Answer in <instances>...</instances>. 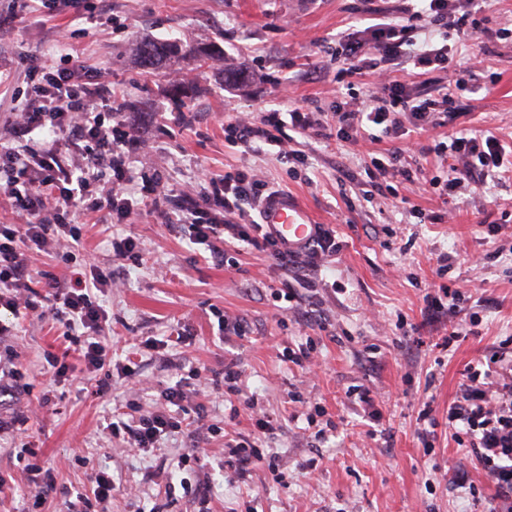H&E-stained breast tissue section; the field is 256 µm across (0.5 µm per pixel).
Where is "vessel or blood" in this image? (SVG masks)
I'll return each mask as SVG.
<instances>
[{"label":"vessel or blood","mask_w":512,"mask_h":512,"mask_svg":"<svg viewBox=\"0 0 512 512\" xmlns=\"http://www.w3.org/2000/svg\"><path fill=\"white\" fill-rule=\"evenodd\" d=\"M260 222L281 250L291 255L306 254L321 230L308 208L285 191L276 192L264 200L260 207Z\"/></svg>","instance_id":"1"}]
</instances>
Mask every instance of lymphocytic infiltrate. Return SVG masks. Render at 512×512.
<instances>
[{
	"instance_id": "1",
	"label": "lymphocytic infiltrate",
	"mask_w": 512,
	"mask_h": 512,
	"mask_svg": "<svg viewBox=\"0 0 512 512\" xmlns=\"http://www.w3.org/2000/svg\"><path fill=\"white\" fill-rule=\"evenodd\" d=\"M367 16L364 29L344 33L337 40V58L344 66L336 82L362 79L361 92L348 106L333 113L294 108L260 116L237 118L224 124V140L233 147H277L289 166L304 163L298 151L285 147L284 130L304 135L334 129L337 140L356 143L379 127L382 137L399 145L371 160L367 174L375 188L393 182H413L424 174L423 159L435 156L438 165L427 183L438 196L470 190L474 183L496 180L512 171V152L497 136L451 134L441 138L435 129L456 117L454 97L445 89L421 95L400 71L422 76L448 67L449 37L475 41L483 35L486 0H420L397 17L359 0ZM68 41H61L60 64H33L24 89L12 93L13 119L0 135V206L16 216L0 226V336L11 335L14 318L34 313L63 328L62 356L52 357L51 382L72 379L74 372L95 378L112 365L104 341L109 315L97 293L111 287L115 274L99 264L83 246L78 217L100 216L109 224H123L133 212L131 198L136 175L126 161L137 133L115 119L109 100L114 93L98 75L74 58ZM432 133L431 144L412 146L413 135ZM209 191L183 200L179 208L161 209L164 224L178 225L192 244L211 258L247 246L271 256L277 269L296 263L317 267L336 252V236L322 227L311 251L303 258L283 253L276 240L255 218L260 203L272 192L268 182L239 170L209 181ZM55 253L72 264L70 279H50L47 294L36 292L29 266L35 256ZM461 399L448 407V426L456 440H467L460 465L485 472L494 492L481 502L483 512H512V360L494 354L466 364L461 372ZM161 409L141 416L136 424L110 422L112 435L144 451L166 436L182 432L179 409L185 399L183 383L161 393Z\"/></svg>"
}]
</instances>
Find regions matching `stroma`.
I'll use <instances>...</instances> for the list:
<instances>
[{
	"mask_svg": "<svg viewBox=\"0 0 512 512\" xmlns=\"http://www.w3.org/2000/svg\"><path fill=\"white\" fill-rule=\"evenodd\" d=\"M352 0H105L97 21L80 19L73 5L47 14L27 13L0 30V54H32L57 65V39L74 31L73 52L104 73L121 91L119 118L136 126L148 149L136 167L163 172L175 199L200 196L203 173L215 176L246 169L276 188L299 197L316 223L336 231V253L318 270H275L268 256L242 249L236 265L200 257L178 228H165L151 198L128 223L86 227L84 246L112 265L120 279L101 294L110 317L105 335L114 359H124L131 343L183 333L186 343L139 357V373L113 370L104 394L95 396L79 381H65L50 392L52 402L28 424L27 440L40 463L57 477L54 490L33 499L14 441H0V512H67L69 493L88 488V476L101 468L118 489L110 512H198L194 498L168 503L159 470L189 451L173 436L143 453L112 438L105 427L127 406L147 413L159 407L161 392L191 368L223 373L227 363L242 371L241 394L280 421L276 434L261 441L277 458L284 483L260 467L222 472L225 436L253 439L248 413L233 414L238 395L224 390L189 393L187 406H202L207 426L219 435L199 433L203 462L190 467L205 479L210 512H481L473 491L490 494L481 470L459 476L458 444L448 433V406L459 394L465 364L491 356L512 338V236L491 237V224L512 225V180L476 187L467 199L442 203L427 185L398 184L400 203L375 196L365 201V169L372 155L391 148L389 140L351 145L322 137H295L293 149L307 158L296 171L281 164L275 149L255 152L224 141L229 107L244 113L320 106L332 112L348 101L346 87L334 80L342 65L336 36L348 31ZM181 39L208 51L210 63L180 56L145 72L135 61L144 39ZM481 68L467 65L469 47L453 44L448 83L462 82L460 100H473L472 112L448 127L493 133L512 140V38L486 39ZM241 70L243 79L224 84L218 71ZM177 123V136L160 132ZM435 213L439 222L420 223L412 208ZM140 239L146 254L139 263L113 260V234ZM452 256L440 272L439 255ZM298 289L291 312L276 307L271 291L280 283ZM465 296L455 313L427 315L426 297L439 285ZM229 323L219 327L218 315ZM476 333H469L471 320ZM468 331L459 344L438 349L449 329ZM18 361L26 368L28 392L0 399L8 418L37 403L49 376L50 356L61 354L57 332L35 315L17 325ZM313 343L315 375L283 363L284 349ZM370 393V403L351 402L349 388ZM315 399L336 422L335 436L316 437L305 419L295 418L293 393ZM432 398L438 421L432 453L416 434L420 403ZM380 432L367 434L370 415ZM320 456L314 477L297 473L300 463Z\"/></svg>",
	"mask_w": 512,
	"mask_h": 512,
	"instance_id": "1",
	"label": "stroma"
}]
</instances>
